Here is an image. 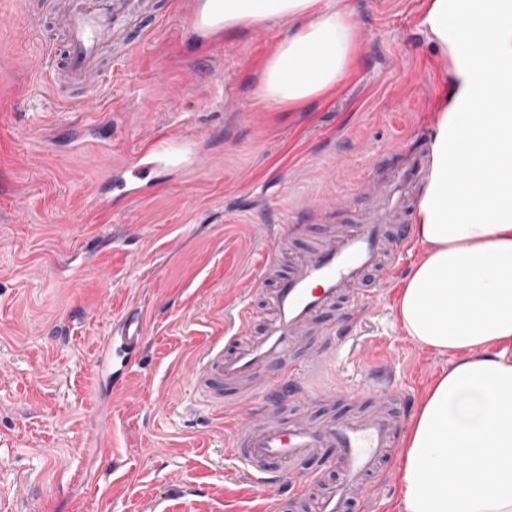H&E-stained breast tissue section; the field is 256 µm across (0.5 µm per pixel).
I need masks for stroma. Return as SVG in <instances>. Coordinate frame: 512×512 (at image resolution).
I'll list each match as a JSON object with an SVG mask.
<instances>
[{"label": "stroma", "mask_w": 512, "mask_h": 512, "mask_svg": "<svg viewBox=\"0 0 512 512\" xmlns=\"http://www.w3.org/2000/svg\"><path fill=\"white\" fill-rule=\"evenodd\" d=\"M40 0H0V486L15 512H271L224 457L231 433L187 376L253 297L268 226L299 224L306 247L324 224H355L407 158L429 151L444 60L419 25L425 0H354L358 40L351 71L299 112L255 99L279 26H244L201 38L193 0H159L149 33L103 76L98 112L67 110L36 83ZM190 120L199 162L147 177L150 196L112 207L89 201L113 162ZM423 256L396 254L384 296L354 345L321 372L352 397L307 409L310 419L373 409L368 377L384 369L414 416L426 388L455 355L409 338L396 312L402 283ZM149 305L146 341L128 395L119 452L84 441L105 397L90 371L93 344L133 294ZM398 458L369 486L373 512H403Z\"/></svg>", "instance_id": "35a3bbf8"}]
</instances>
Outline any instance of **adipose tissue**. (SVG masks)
<instances>
[{
  "mask_svg": "<svg viewBox=\"0 0 512 512\" xmlns=\"http://www.w3.org/2000/svg\"><path fill=\"white\" fill-rule=\"evenodd\" d=\"M352 0H203L212 31L284 22L261 69L266 106L296 111L349 73ZM420 25L448 90L416 211L424 247L397 297L406 334L456 355L402 438L404 512H512V0H428Z\"/></svg>",
  "mask_w": 512,
  "mask_h": 512,
  "instance_id": "obj_1",
  "label": "adipose tissue"
}]
</instances>
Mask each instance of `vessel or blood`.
<instances>
[{
	"label": "vessel or blood",
	"mask_w": 512,
	"mask_h": 512,
	"mask_svg": "<svg viewBox=\"0 0 512 512\" xmlns=\"http://www.w3.org/2000/svg\"><path fill=\"white\" fill-rule=\"evenodd\" d=\"M154 13L153 0H42L40 20L61 33L60 40L45 43L48 65L42 71L43 81L55 91L70 86L66 100L72 108L91 111L107 63L128 53L130 30ZM189 144V138L161 133L141 143L129 159L114 164L113 178L122 197H142L144 174L175 160L177 150ZM424 175V158L412 157L380 189L379 204L362 223L329 227L321 240L291 260L284 273L278 270L279 260L297 227L280 225L253 280L269 313L266 322L260 331H253L255 310L240 307L236 322L199 356L193 383L213 410L223 411L228 386L267 402L264 413L234 420L225 455L237 461L239 471L264 496L277 486L282 468L295 471L294 496H277L274 512H286L292 500L305 497L313 498L316 512H358L365 502V479L379 472L399 447L401 419L394 412L398 395L380 396L378 406L367 413L318 425L302 417L284 418L275 400L283 391L308 406L323 400V392L309 381L348 339L333 336L319 318L336 309L354 322L375 304L376 290L364 288L363 283L369 272L385 266L390 246L410 244L401 216L411 188ZM143 334L142 318L128 316L114 320L111 336L98 346L91 371L95 378L111 379L113 396L123 394L129 385ZM310 334L321 336L325 350L305 362L292 360L296 345ZM273 363L283 367L276 379L264 375ZM329 450L339 481L300 471L304 458Z\"/></svg>",
	"instance_id": "obj_1"
}]
</instances>
